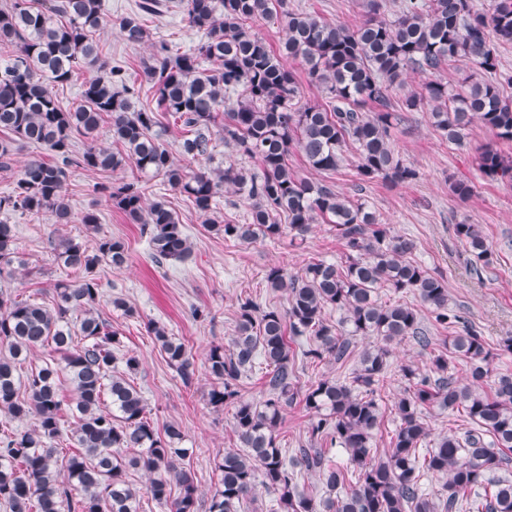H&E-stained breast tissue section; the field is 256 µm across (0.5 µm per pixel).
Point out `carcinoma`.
Returning <instances> with one entry per match:
<instances>
[{"label": "carcinoma", "instance_id": "1", "mask_svg": "<svg viewBox=\"0 0 512 512\" xmlns=\"http://www.w3.org/2000/svg\"><path fill=\"white\" fill-rule=\"evenodd\" d=\"M188 24L202 33L188 52L174 53L166 41L153 45L144 76L155 105L135 108L136 89L124 69L108 67L93 33L107 25L103 0H12L0 10V43L13 54L0 63V169H11L15 144L41 147L54 161H28L12 191L0 195V213L43 214L53 224H69L66 199L70 168L114 170L128 165L142 175L161 176L194 205L199 217L224 237L242 242H276L284 234L304 240L311 225H336L345 262L308 263L300 275L274 266L266 281L288 295V308H263L250 297L239 303L235 336L207 354L213 380L207 402L233 406L240 449L224 451L217 463L221 486L208 512H240L257 484L278 494L281 512H455L459 497L488 487L476 512H512V482L495 473L512 449V373H493L492 351L480 327L448 303L443 276L411 258L413 240L391 232L364 203H354L329 185L299 179L288 167L296 149L317 171H334L346 149L358 158L363 180L414 181L418 173L395 155L391 128L398 116L390 91L410 69L433 76L424 92L406 98V109L425 108L433 127L450 142H460L472 120L502 142H512V72L502 69L496 43H512V0H403L392 19L380 16L382 3L369 0L368 15L356 25L331 24L288 6V0H179ZM275 20L287 32L275 52L248 20ZM123 39L136 46L148 31L137 17L115 22ZM298 59L326 102L301 95L287 59ZM470 60L480 77L466 76L458 88L436 74ZM86 67L98 75L85 81L81 104L64 108L55 88L70 84ZM167 115L188 130L179 152L204 157L210 165L186 172L177 165L155 127ZM108 135L123 144L116 155L95 142L103 117ZM82 137L87 147L74 150ZM257 160L253 172L223 160L215 165L217 143ZM478 171L490 180L512 181V159L493 147L478 155ZM225 189L249 208L242 224L220 225L210 218ZM95 190L131 221L141 225L152 258L185 261L191 246L178 217L164 203H145L137 177ZM453 231L473 258L492 260L491 246L477 224H455ZM18 248L14 225L0 221V277L12 276ZM60 263L77 273L54 284V304L30 299H0V412L11 421L30 418L29 429L0 427V506L5 512H139V491L128 472L149 474L151 499L166 512H198L194 475L182 466L189 449L173 423L155 429L141 392L115 374L113 347L119 332L101 319L103 298L96 267L128 260L121 238L102 236L94 252L72 240L57 251ZM411 293L426 305L435 323L450 331V344L434 356L436 379L407 365L408 387L394 402L398 424L385 456H377L373 435L380 417L378 391L384 386L390 347L407 338L433 346L420 327L419 312L405 303H385L379 290ZM342 314V327L326 322L324 312ZM160 352L182 380L194 375L182 342L156 321L147 323ZM307 336L303 352L310 362L343 366L351 338L373 336L378 343L362 351L359 367L343 379L322 378L298 390V370L288 337ZM50 358L20 380L17 365L40 347ZM465 363L470 383L456 385L448 359ZM262 367L265 399L256 402L240 390L243 377ZM73 387L74 405L59 396L60 376ZM303 403L310 414L308 447L299 449L298 466L318 471L328 489L320 500L299 492L278 441L285 407ZM461 410L470 428L461 437L431 438L423 412ZM431 445L425 469L444 478L437 503L421 491L418 454ZM333 447L346 451L348 469L332 463ZM342 491H337V488Z\"/></svg>", "mask_w": 512, "mask_h": 512}]
</instances>
